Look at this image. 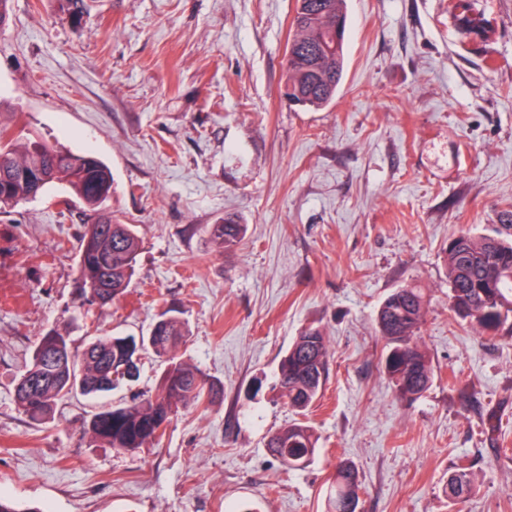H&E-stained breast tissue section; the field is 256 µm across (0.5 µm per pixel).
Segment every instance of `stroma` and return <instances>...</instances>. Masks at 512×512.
I'll return each instance as SVG.
<instances>
[{"mask_svg": "<svg viewBox=\"0 0 512 512\" xmlns=\"http://www.w3.org/2000/svg\"><path fill=\"white\" fill-rule=\"evenodd\" d=\"M486 38L462 40L453 0H347L346 67L333 103L289 105L295 0H12L0 31V118L102 159L109 207L135 225L136 274L106 306L79 299L83 207L57 188L0 214V497L43 512H325L339 463L359 512H512V338L454 319L445 250L512 210V0H479ZM245 224L231 249L209 227ZM412 284L433 379L400 399L376 315ZM176 307L177 357L224 389L179 406L134 453L94 443L95 412L157 393L165 365L106 397L79 394L34 421L15 386L41 334L82 352L95 336L148 335ZM320 329L329 375L299 412L279 363ZM496 413L501 428L487 437ZM299 421L319 438L303 470L266 441ZM468 467L470 494L444 493Z\"/></svg>", "mask_w": 512, "mask_h": 512, "instance_id": "stroma-1", "label": "stroma"}]
</instances>
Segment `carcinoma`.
<instances>
[{
    "label": "carcinoma",
    "mask_w": 512,
    "mask_h": 512,
    "mask_svg": "<svg viewBox=\"0 0 512 512\" xmlns=\"http://www.w3.org/2000/svg\"><path fill=\"white\" fill-rule=\"evenodd\" d=\"M346 0H296L293 34L288 42L287 97L305 107L332 102L343 80ZM453 18L463 35L483 31L484 9L478 0H456ZM41 171L38 184L25 173ZM60 184L84 207L87 224L79 239L80 295L91 305H107L128 288L141 241L135 225L123 224L106 209L112 197V172L96 156L74 152L60 143L16 135L0 122V211L5 212ZM244 231L232 216L211 226V237L229 248ZM449 303L455 317L479 332L512 335V237L476 236L461 232L448 241ZM422 289L397 288L381 302L377 324L386 340L384 370L406 399L420 397L433 372L416 340L426 313ZM188 330L176 314L163 313L149 336H96L81 354L49 330L35 346L31 365L19 379L15 394L32 420L49 414L53 405L73 393L100 396L125 380L122 368L153 354L165 369L161 392L153 399H132L95 413L88 422L93 441L117 451L134 452L160 438L180 404L212 403L219 387L198 370L180 361L176 351ZM329 352L322 332L308 328L297 336L279 365L280 385L291 407L309 408L321 395L328 374ZM267 448L284 466L303 468L317 452V438L302 423L273 433ZM360 485L354 469L339 467L326 499L327 512H357ZM471 491L467 468L448 476L445 494L462 500Z\"/></svg>",
    "instance_id": "carcinoma-1"
}]
</instances>
